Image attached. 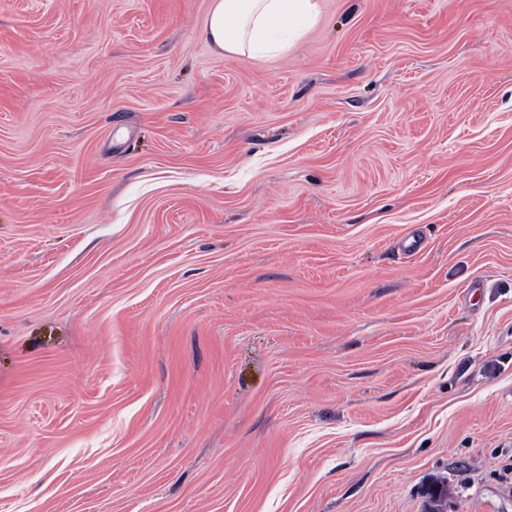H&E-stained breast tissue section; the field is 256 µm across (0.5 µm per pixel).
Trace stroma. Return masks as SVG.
Wrapping results in <instances>:
<instances>
[{
  "label": "stroma",
  "instance_id": "obj_1",
  "mask_svg": "<svg viewBox=\"0 0 512 512\" xmlns=\"http://www.w3.org/2000/svg\"><path fill=\"white\" fill-rule=\"evenodd\" d=\"M210 6L0 0V512H512V0ZM320 0H213L200 36L225 56H258L281 39L297 41L320 13Z\"/></svg>",
  "mask_w": 512,
  "mask_h": 512
}]
</instances>
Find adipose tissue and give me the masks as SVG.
<instances>
[{"mask_svg": "<svg viewBox=\"0 0 512 512\" xmlns=\"http://www.w3.org/2000/svg\"><path fill=\"white\" fill-rule=\"evenodd\" d=\"M319 13V0H213L200 35L224 55L258 56L297 41Z\"/></svg>", "mask_w": 512, "mask_h": 512, "instance_id": "obj_1", "label": "adipose tissue"}]
</instances>
